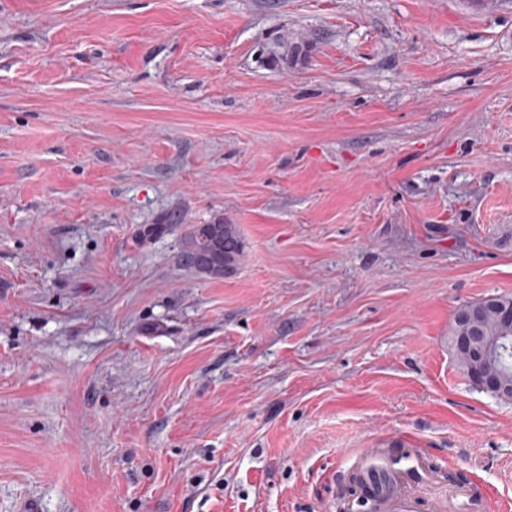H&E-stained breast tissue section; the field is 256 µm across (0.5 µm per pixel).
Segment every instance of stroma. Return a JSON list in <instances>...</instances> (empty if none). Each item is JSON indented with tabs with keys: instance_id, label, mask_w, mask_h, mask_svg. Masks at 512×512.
I'll use <instances>...</instances> for the list:
<instances>
[{
	"instance_id": "1",
	"label": "stroma",
	"mask_w": 512,
	"mask_h": 512,
	"mask_svg": "<svg viewBox=\"0 0 512 512\" xmlns=\"http://www.w3.org/2000/svg\"><path fill=\"white\" fill-rule=\"evenodd\" d=\"M491 295L512 0H0V512H344L410 449L512 500L452 349ZM180 236L179 263L211 279H221L238 269L244 254L245 241L235 224H219L222 230V252L215 254L211 245L212 224H184ZM213 261L224 266L222 275H205L201 267Z\"/></svg>"
}]
</instances>
